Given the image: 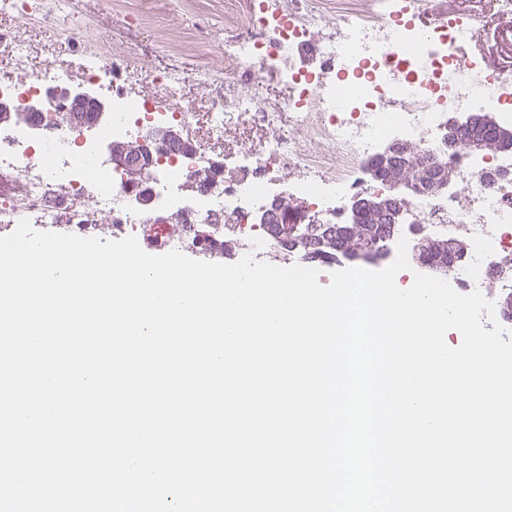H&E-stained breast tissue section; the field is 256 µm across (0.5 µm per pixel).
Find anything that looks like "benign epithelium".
<instances>
[{
  "label": "benign epithelium",
  "mask_w": 512,
  "mask_h": 512,
  "mask_svg": "<svg viewBox=\"0 0 512 512\" xmlns=\"http://www.w3.org/2000/svg\"><path fill=\"white\" fill-rule=\"evenodd\" d=\"M48 102L57 103L65 112L66 122L75 130L85 129L75 112L89 106L97 115L96 125H104L111 118L112 108L109 102L100 97L93 86L54 84L47 85L43 94L31 97L23 107H16L0 99V123H28L30 119L43 112ZM455 136H462L473 129H482L493 135L486 143L472 138L469 150L473 153L490 150L496 155L509 159L512 157V127L499 124L496 119L484 111H466L451 118ZM190 157L196 152L192 141L185 137L179 126L154 128L144 136L126 140H114L107 146L112 164L130 172L146 168L156 158L172 152ZM417 149L416 144L403 140H388L380 148L376 157L365 161L363 173L374 181L381 180V167L392 171L388 181V191L371 195L358 193L352 196L345 208L346 224H353L357 216L367 213L376 224H387L391 229H399L408 223V210L405 197L420 190L432 196H446L456 187L455 168L447 163H436L432 167L421 169L414 180H407L398 174V164ZM209 182V172L205 168L192 171L184 182L185 190L195 194ZM252 221L261 225L276 240L280 248L303 262L317 249L325 250L328 241L314 247L303 243L299 225L315 224L314 217L298 211L292 199L286 194L274 197L271 206L252 215Z\"/></svg>",
  "instance_id": "1"
}]
</instances>
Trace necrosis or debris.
Listing matches in <instances>:
<instances>
[{
	"label": "necrosis or debris",
	"mask_w": 512,
	"mask_h": 512,
	"mask_svg": "<svg viewBox=\"0 0 512 512\" xmlns=\"http://www.w3.org/2000/svg\"><path fill=\"white\" fill-rule=\"evenodd\" d=\"M464 17L433 13L431 0H227L224 58L229 75L212 78L209 131L221 139L233 115L248 116L268 133L261 149L236 153L233 166L219 161L211 145L197 148L196 161L210 167L212 187L182 197L177 186L191 170L186 163L157 164L134 181L115 168L109 142L154 127L191 128L194 115L178 105L191 77L175 69L156 71L158 91L131 96L122 77L136 58L115 43L86 54L77 71L60 82H111L112 114L106 125L80 134L62 124L55 105L43 114L47 132L26 125H0V172L12 173L22 191L0 197V236L21 219L43 231L94 237L98 214L110 216L112 235L136 237L149 250H179L217 258L227 233L242 242L232 260L267 259L275 246L251 214L275 196L282 168L306 172L293 191L309 214L339 217L358 191L355 170L381 142L400 137L420 153L449 160L458 175L446 198L415 197L425 224L452 236L465 233L471 250L450 284L465 292L484 289L490 264L512 253V179L496 178L502 163L471 153H446L448 114L456 109L490 110L512 122V71L492 68L466 50ZM314 43L317 69L297 62L302 45ZM0 54L9 71L0 96L23 105L40 92L46 72L30 67L28 49L0 27ZM288 89L286 98L264 104L259 89L268 76ZM310 131L324 151L308 152L292 134ZM154 194L151 216L130 204Z\"/></svg>",
	"instance_id": "obj_1"
}]
</instances>
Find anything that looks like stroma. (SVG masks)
Here are the masks:
<instances>
[{
    "label": "stroma",
    "mask_w": 512,
    "mask_h": 512,
    "mask_svg": "<svg viewBox=\"0 0 512 512\" xmlns=\"http://www.w3.org/2000/svg\"><path fill=\"white\" fill-rule=\"evenodd\" d=\"M226 0H74L73 10H65L61 0H41L40 10L19 12L8 23L24 33L34 46L30 59L33 67L53 72L80 66L84 45L128 44L139 58L130 70L126 89L134 94H148L154 89L153 75L164 67H177L194 73L210 66H223L222 39L202 41L192 20L215 31L224 28ZM54 23L45 29L44 20ZM512 30V19L481 30L474 52L486 63L501 67L512 62V41L504 38Z\"/></svg>",
    "instance_id": "stroma-1"
}]
</instances>
